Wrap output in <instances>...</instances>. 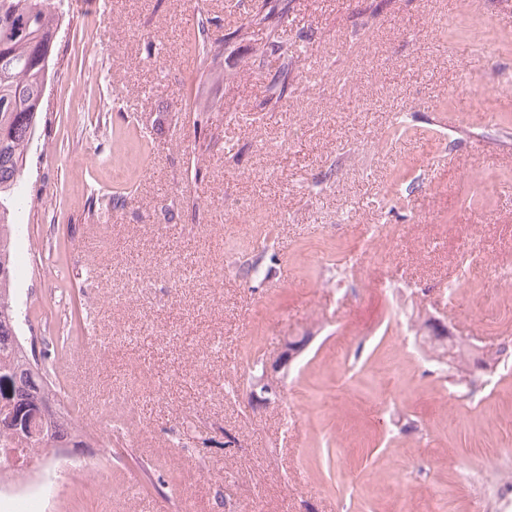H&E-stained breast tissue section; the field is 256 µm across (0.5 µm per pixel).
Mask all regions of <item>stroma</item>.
Instances as JSON below:
<instances>
[{"mask_svg": "<svg viewBox=\"0 0 512 512\" xmlns=\"http://www.w3.org/2000/svg\"><path fill=\"white\" fill-rule=\"evenodd\" d=\"M249 4L61 6L14 292L19 335L80 337L61 388L96 444L42 464L38 512H485L512 484V382L457 388L411 358L381 283L416 282L454 335L512 341L494 275L512 268V0H294L285 35L322 75L274 112L263 33L225 50L222 72H257L232 84L184 45ZM304 331L278 396L251 403L248 361Z\"/></svg>", "mask_w": 512, "mask_h": 512, "instance_id": "stroma-1", "label": "stroma"}]
</instances>
